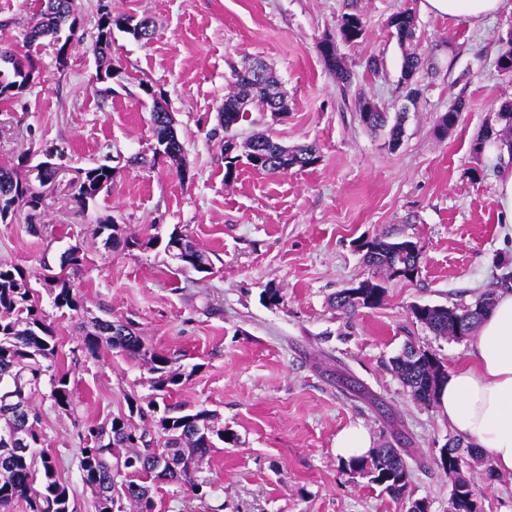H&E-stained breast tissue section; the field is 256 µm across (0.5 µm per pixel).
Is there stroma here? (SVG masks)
Listing matches in <instances>:
<instances>
[{"label":"stroma","mask_w":512,"mask_h":512,"mask_svg":"<svg viewBox=\"0 0 512 512\" xmlns=\"http://www.w3.org/2000/svg\"><path fill=\"white\" fill-rule=\"evenodd\" d=\"M113 12L150 17L151 42L117 31L112 78L95 79L93 47L100 0H77L78 41L66 59L43 39L23 34L40 0H0V44L32 53L37 80L0 101V162L23 181L36 177L45 151L66 166L45 189L34 221L0 222V265L26 272L58 338V364L70 369L74 413L40 406L44 445L56 459L74 512H95L76 457L78 424L130 416L155 391L145 366L112 348L74 357L82 330L101 319L132 320L145 346L169 356L187 376L174 402L214 411L232 433L192 475L205 497L165 484L156 512H408L424 499L430 512H448L452 481L434 459L456 441L438 407L418 405L391 370L406 345L429 351L445 367L466 362L473 338L434 335L411 315L415 304L462 307L483 293L512 287V237L500 222L498 182L512 159L489 146L485 162L472 154L478 131L500 104L512 100V77L495 66L499 38L512 29V0L475 22L429 12L425 0H109ZM408 11L415 37L401 46L388 22ZM359 15L364 33L338 51L351 83H336L320 53L336 22ZM424 56L416 79L424 89L404 103L402 57ZM260 59L288 95L276 117L251 108L241 137L270 134L292 147L314 145L317 165L281 174L239 165L224 177V131L218 113L243 57ZM379 76H371L369 62ZM468 107L457 126L434 132L449 104ZM175 118L180 162L131 165L156 143L154 101ZM373 101L404 113V133L372 130L359 106ZM107 162L119 173L111 189L87 208L76 207L73 172ZM113 219L119 238L139 247L105 246L98 226ZM191 236L208 271L181 269L166 249L172 231ZM383 235L420 247L419 272L386 279L365 261L366 244ZM78 246L85 263L71 272L83 299L77 312L52 304L42 273L58 268ZM362 280L382 284L374 308L346 315L332 296ZM279 289L273 306L267 289ZM344 369L370 392H341ZM363 426L374 444L402 429L410 441L409 500L381 493L368 479L344 471L336 436ZM490 457L470 461L466 474L481 512H512V477L489 475Z\"/></svg>","instance_id":"stroma-1"}]
</instances>
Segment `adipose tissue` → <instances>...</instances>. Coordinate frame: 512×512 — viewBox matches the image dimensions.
<instances>
[{
	"label": "adipose tissue",
	"mask_w": 512,
	"mask_h": 512,
	"mask_svg": "<svg viewBox=\"0 0 512 512\" xmlns=\"http://www.w3.org/2000/svg\"><path fill=\"white\" fill-rule=\"evenodd\" d=\"M504 0H426L429 11L482 20ZM473 362L448 371L438 406L453 431L491 457L495 470L512 475V290L500 292L481 322Z\"/></svg>",
	"instance_id": "obj_1"
}]
</instances>
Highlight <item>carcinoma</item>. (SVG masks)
<instances>
[{
  "mask_svg": "<svg viewBox=\"0 0 512 512\" xmlns=\"http://www.w3.org/2000/svg\"><path fill=\"white\" fill-rule=\"evenodd\" d=\"M69 35L61 38L63 27ZM389 27L400 44L413 38L414 16L407 12L394 14ZM78 28L76 0H43L40 19L24 33L29 45L51 37L63 46L70 44ZM131 35L134 39L149 42L155 29L150 20H135L126 14L107 11L100 15L98 35L93 53L98 59L96 80L110 77L113 30ZM363 21L355 14H345L336 23V38L332 45L333 60L326 61L328 70L336 81L350 83L351 74L338 53V43H349L363 34ZM502 48L495 64L497 69L512 70V31L501 39ZM10 66L7 73L0 71V101H7L28 87V76L36 69L34 58L26 53L17 54L8 46H0V64ZM423 66L422 57L416 52L403 56L402 74L406 84L405 99L416 103L423 95V88L414 81L416 72ZM263 78L253 79L234 71V88L224 96V177L229 178L237 170L239 156L233 130L246 117V110L239 108L244 100L270 112L279 109L286 95L276 77L267 71ZM465 109V102L455 101L442 113L435 130L455 126ZM360 112L368 113L361 118L370 128L386 126L388 113L373 102L363 104ZM502 128L487 125L481 129L473 143V154L483 159L485 145L496 138L501 148L512 158V103H503L498 112ZM151 125L157 143L165 144L164 157L176 160L182 153L173 118L160 106L153 107ZM245 158L253 169L268 174L286 171L284 162L301 169L316 165L320 157L316 149L306 145L288 149L271 137L258 134L246 141ZM117 176L116 168L99 165L81 170L74 200L84 208L108 187ZM40 200L26 193L23 182L13 168L0 166V221L5 222L27 212L32 217ZM182 243L177 252L178 261L185 266L199 269L197 260H205L190 236L180 231L170 234L168 243ZM420 247L411 240L391 242L378 235L369 242L365 258L376 271L389 279L404 278L400 269L418 273ZM79 249L66 252L60 271L51 277L55 284L53 306L60 310L77 312L83 305L79 291L73 288L67 270L82 265ZM385 289L371 281H364L362 288H345L336 293V307L347 314L360 308H373L380 304ZM494 296L482 294L469 306L448 308L442 305L410 307V313L437 336L458 337L462 330L472 335L481 319L491 309ZM107 346L123 353L127 358L142 363L153 375L152 384L163 403L162 415L155 420V429L139 428L130 420L114 416L101 423L86 422L79 437V468L85 486L90 490L96 512H126L123 502H128L132 512H155L151 496L152 486L158 483H182L191 471L202 463L216 448V442L234 439V435L215 424L214 415L206 409H188L179 403H169L167 398L183 383L186 373L166 355L151 352L144 347L141 336L129 320H98L93 329L84 333L77 350L86 356H95L101 347ZM58 339L51 323L35 298L26 273L15 266L0 265V506L14 501L26 503L28 512H70L68 487L61 481L54 457L41 449L42 434L36 399L41 396L44 377H49V398L54 407L71 412L74 410L71 371L57 366ZM391 370L411 397L419 404L431 406L447 370L436 355L413 346L393 358ZM22 430L26 444L17 447L12 442L16 430ZM409 450L387 442L374 449L363 459L343 465L351 473L359 474L370 483L382 488L393 499L404 498L409 486V466L406 455ZM482 450L451 442L440 449L435 464L453 480V490L448 512H480L475 492L464 467L466 458H478Z\"/></svg>",
  "mask_w": 512,
  "mask_h": 512,
  "instance_id": "obj_1",
  "label": "carcinoma"
}]
</instances>
